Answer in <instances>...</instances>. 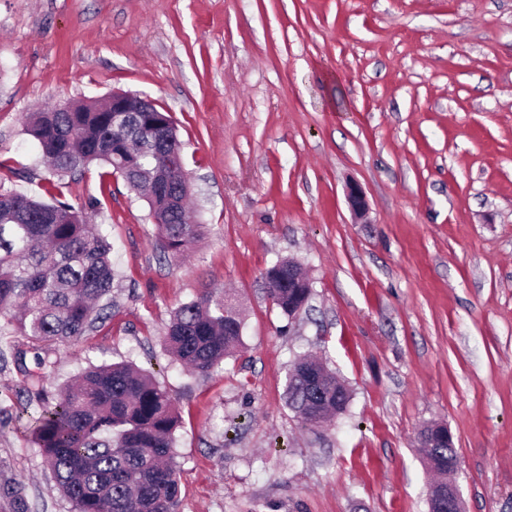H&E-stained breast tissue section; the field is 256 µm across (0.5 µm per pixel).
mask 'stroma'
Instances as JSON below:
<instances>
[{"mask_svg": "<svg viewBox=\"0 0 512 512\" xmlns=\"http://www.w3.org/2000/svg\"><path fill=\"white\" fill-rule=\"evenodd\" d=\"M122 91L172 112L202 235L165 256L108 167L53 178L27 113ZM102 202L108 316L45 347L48 392L130 361L167 387L180 512H429L419 431L447 424L464 512H512V0H0V189ZM368 205L355 220L346 186ZM312 295L284 315L266 270ZM237 300L239 350L207 377L165 352L173 311ZM345 384L316 429L289 409L299 356ZM0 369V484L73 512Z\"/></svg>", "mask_w": 512, "mask_h": 512, "instance_id": "35a3bbf8", "label": "stroma"}]
</instances>
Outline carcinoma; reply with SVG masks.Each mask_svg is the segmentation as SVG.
<instances>
[{"instance_id": "obj_1", "label": "carcinoma", "mask_w": 512, "mask_h": 512, "mask_svg": "<svg viewBox=\"0 0 512 512\" xmlns=\"http://www.w3.org/2000/svg\"><path fill=\"white\" fill-rule=\"evenodd\" d=\"M76 112H33L27 131L38 142L57 176L92 164L113 174L112 137L129 140L141 166L168 162L160 136L145 127L140 113L127 112L112 122L95 102L77 104ZM97 198L85 207L52 197L42 202L0 190V317L7 329L36 342L76 345L101 318L103 300L112 292L111 244L91 218ZM163 252L179 257L201 236L200 224L181 215L158 212ZM273 305L287 316L303 310L310 297L288 274V261L265 274ZM243 320L224 294L204 292L179 306L164 339L165 350L192 373L208 375L241 345ZM36 388L34 440L49 464L57 489L74 512H179L180 485L175 460L179 416L169 392L131 362L90 366L57 396L43 397L47 360L35 356L36 369L16 357ZM289 408L309 427L344 413L349 391L319 361L300 357L288 373ZM454 446L426 449L428 467L440 474L455 471ZM15 512H28L25 485H0Z\"/></svg>"}]
</instances>
